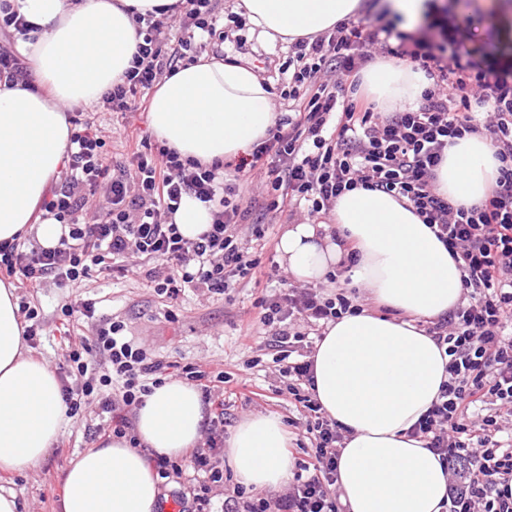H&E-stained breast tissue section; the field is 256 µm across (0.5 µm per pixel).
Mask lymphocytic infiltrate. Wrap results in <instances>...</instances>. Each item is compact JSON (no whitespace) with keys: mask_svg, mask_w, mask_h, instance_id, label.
Listing matches in <instances>:
<instances>
[{"mask_svg":"<svg viewBox=\"0 0 512 512\" xmlns=\"http://www.w3.org/2000/svg\"><path fill=\"white\" fill-rule=\"evenodd\" d=\"M217 10V0H178L171 18L186 36L173 46L163 21L137 17V51L123 81L101 95L103 108L141 109L143 91L173 73L191 50L193 36L216 37ZM468 40L455 26L429 25L412 34L398 31L392 20L366 26L351 18L323 35L296 39L288 57L292 113L278 118L235 169L252 170L268 161L271 191L262 209L279 212L303 204L315 221L329 217L344 192L363 187L394 194L406 199L447 247L462 270L464 299L427 329L449 358L448 379L411 434L426 441L450 476L448 512H512V437H498L512 417V64ZM376 55L419 63L432 79L414 108L383 113L362 100L356 75ZM69 122L64 181L40 204L43 218L61 226L58 244L27 250L1 242V277L23 288L42 287L51 278L78 284L115 263L123 273H145L156 294L170 300L185 284L222 294L230 275L261 280L259 256L238 240L248 212L232 204L222 165L206 166L169 148L137 143L129 164L116 169L93 122L76 115ZM482 130L500 162L499 176L481 204L454 205L436 190L435 171L453 139ZM187 195L213 216L210 228L195 239L185 238L172 221ZM169 260L172 269H158V262ZM256 305L263 325L281 326L273 337L278 372L303 409L307 458L276 496L238 485L225 490L224 512H339L337 461L344 435L312 397V361L296 360L293 353L306 338L305 328L356 314L359 307L342 287L332 297L293 288L280 297L258 298ZM61 311L93 323L102 369L99 377H90L83 353L69 351L70 380L61 386L68 414L76 415L89 396H98L101 410L111 416L99 434L137 445L124 410L140 406L162 385L164 363L128 340L122 323L95 322L93 304L78 312L67 304ZM183 371L213 408L208 437L193 449L188 465L157 456L154 467L160 478L172 480L192 467L194 482L178 495L181 512H213L211 487L224 480L217 450L224 442L225 377L189 365Z\"/></svg>","mask_w":512,"mask_h":512,"instance_id":"obj_1","label":"lymphocytic infiltrate"}]
</instances>
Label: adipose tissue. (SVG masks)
I'll use <instances>...</instances> for the list:
<instances>
[{
	"label": "adipose tissue",
	"mask_w": 512,
	"mask_h": 512,
	"mask_svg": "<svg viewBox=\"0 0 512 512\" xmlns=\"http://www.w3.org/2000/svg\"><path fill=\"white\" fill-rule=\"evenodd\" d=\"M175 0H13L28 35L14 48L30 66L28 83L0 82V242L35 234L55 246L61 228L37 208L59 176L70 138L67 110L97 101L120 83L139 41L136 15ZM269 42L314 37L362 7L361 0H239ZM368 89L392 106L414 104L427 88L407 62L367 71ZM272 93L253 68L205 58L179 66L151 99L159 142L204 165L247 154L275 123ZM500 163L489 138L449 145L437 191L471 207L486 196ZM331 223L286 225L279 263L297 282L326 281L357 250L348 273L372 307L329 322L310 356L313 397L345 434L338 458L346 512H442L449 476L438 455L409 431L447 380L443 350L423 324L462 301L461 271L406 199L358 188L337 198ZM12 285L0 281V470L37 466L65 425L61 384L28 354ZM206 419L198 390L168 380L145 396L135 419L139 447L114 438L76 453L63 470L59 512H156L160 478L151 454L169 458L198 447ZM289 434L278 414L242 419L224 450L237 482L279 491L293 476Z\"/></svg>",
	"instance_id": "obj_1"
}]
</instances>
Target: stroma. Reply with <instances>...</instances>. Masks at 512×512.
<instances>
[{
  "instance_id": "35a3bbf8",
  "label": "stroma",
  "mask_w": 512,
  "mask_h": 512,
  "mask_svg": "<svg viewBox=\"0 0 512 512\" xmlns=\"http://www.w3.org/2000/svg\"><path fill=\"white\" fill-rule=\"evenodd\" d=\"M448 21L472 31L474 42L485 44L497 59H512V43L498 40L490 14L464 7L449 12ZM240 30L248 42L247 50L215 39L207 48L208 55L254 67L272 86L275 112L287 111L288 103L280 96L285 80L279 68L291 51L289 44L262 41L248 24ZM84 112L102 131L114 164L128 162L127 133L150 142L155 139L145 112L121 114L101 111L93 105L85 107ZM305 219L301 209L291 215L283 212L265 216L256 210L240 224L239 239L246 247L255 244L253 225H262L265 231L259 255L267 275L258 286L235 277L224 294L188 288L174 305L158 296L145 280L118 272L93 275L78 286L51 279L33 294L17 290L19 301L36 306L41 314L42 331L28 348L52 370H59L69 344L93 341L91 327L77 320L64 321L61 308L66 304L77 308L90 301L99 315L123 322L125 336L148 349L153 358L180 366L196 365L214 374L226 373L225 433H232L240 420L258 412L278 413L286 422L297 420L300 413L279 380L277 350L270 345L272 330L260 323V311L254 302L259 296L279 295L293 286V279L277 259L275 246L283 224ZM102 421L96 402H89L67 420L60 447L51 448L36 467L9 474L0 481V486L15 492L21 512H56L62 469L74 453L98 446L101 438L95 427Z\"/></svg>"
}]
</instances>
